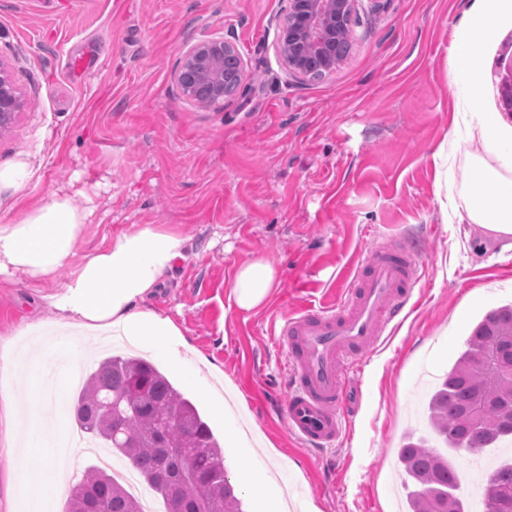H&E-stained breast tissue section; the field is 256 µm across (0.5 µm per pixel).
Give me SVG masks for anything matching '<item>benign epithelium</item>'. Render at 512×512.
Masks as SVG:
<instances>
[{
  "label": "benign epithelium",
  "mask_w": 512,
  "mask_h": 512,
  "mask_svg": "<svg viewBox=\"0 0 512 512\" xmlns=\"http://www.w3.org/2000/svg\"><path fill=\"white\" fill-rule=\"evenodd\" d=\"M358 0H290L288 17L279 24V48L288 72L306 76L310 58L323 59L326 70L336 69L330 58L329 43L334 40L338 24L345 14L354 11ZM235 46L222 39L197 42L184 52L176 71L177 81L192 72L196 81L210 88L211 94L223 98L222 63L224 52ZM26 103L0 62V119H14Z\"/></svg>",
  "instance_id": "7a95c632"
}]
</instances>
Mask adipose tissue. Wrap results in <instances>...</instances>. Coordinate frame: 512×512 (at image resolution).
I'll use <instances>...</instances> for the list:
<instances>
[{"label": "adipose tissue", "instance_id": "obj_1", "mask_svg": "<svg viewBox=\"0 0 512 512\" xmlns=\"http://www.w3.org/2000/svg\"><path fill=\"white\" fill-rule=\"evenodd\" d=\"M512 9V0H478V7L452 35L453 68L449 90L467 85L471 100L483 88L476 77L484 65L482 49L500 37L498 15ZM496 112L458 111L453 126L457 139L480 141L481 154L466 159L461 188L448 187V147L432 154L439 183L437 197L444 223L476 224L499 237H512V142L500 130ZM87 211L67 194L54 192L20 216L0 222V276L22 274L51 278L67 265L81 237ZM188 243L186 236L152 224H136L111 243L85 256L61 289L52 296L57 321L48 325L52 340L33 354L16 352L11 342L0 344V368L27 367L30 391L24 403L0 384V434L8 446L6 467L12 494L24 498L31 512H52L58 491L70 471L61 461L55 439L67 410L64 389L47 398L44 361L65 347L70 370H77L81 337L101 327L127 336L154 357L166 361L189 384L204 387L208 380L197 364L178 352L184 339L168 315L148 307L146 300ZM279 282V271L267 259L252 258L239 266L229 288V299L241 312L264 304Z\"/></svg>", "mask_w": 512, "mask_h": 512}]
</instances>
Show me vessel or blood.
<instances>
[{
	"mask_svg": "<svg viewBox=\"0 0 512 512\" xmlns=\"http://www.w3.org/2000/svg\"><path fill=\"white\" fill-rule=\"evenodd\" d=\"M415 284L412 255L379 246L357 267L338 306L307 309L279 326L290 353L284 412L289 431L307 446L321 450L335 444L343 431L336 406L345 375L400 319Z\"/></svg>",
	"mask_w": 512,
	"mask_h": 512,
	"instance_id": "b4317fda",
	"label": "vessel or blood"
}]
</instances>
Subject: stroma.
I'll use <instances>...</instances> for the list:
<instances>
[{
  "mask_svg": "<svg viewBox=\"0 0 512 512\" xmlns=\"http://www.w3.org/2000/svg\"><path fill=\"white\" fill-rule=\"evenodd\" d=\"M289 0H0V58L27 102L0 130V169L25 186L0 187V221L54 192L87 208L72 258L80 263L134 224L186 234L178 261L147 300L182 332L185 355L223 371L204 390L175 379L209 422L229 477L238 450L214 417L212 398L232 384L240 427L264 456L267 486L239 490L255 512L267 487L287 512H406L397 461L429 380L444 374L473 324L512 303V241L471 231L454 250L442 222L431 155L453 127L448 92L454 26L472 0H360L351 55L319 78L289 75L277 45ZM221 38L236 46L245 93L204 105L174 77L187 46ZM91 58L88 71L67 67ZM512 59V16L485 52L484 96L497 106ZM408 247L418 285L406 316L360 357L339 405L347 428L318 465L290 436L288 354L274 339L281 320L340 301L356 266L380 245ZM279 270L268 302L242 314L228 290L245 260ZM25 276L0 283V330L54 319L43 297L65 282Z\"/></svg>",
  "mask_w": 512,
  "mask_h": 512,
  "instance_id": "stroma-1",
  "label": "stroma"
}]
</instances>
